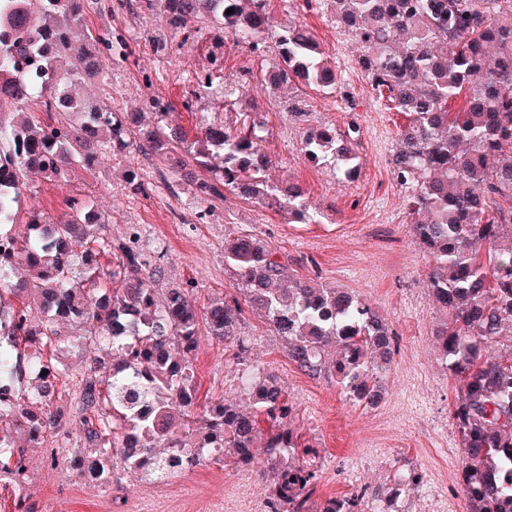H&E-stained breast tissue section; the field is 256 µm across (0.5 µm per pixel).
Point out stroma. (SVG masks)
<instances>
[{"label": "stroma", "mask_w": 512, "mask_h": 512, "mask_svg": "<svg viewBox=\"0 0 512 512\" xmlns=\"http://www.w3.org/2000/svg\"><path fill=\"white\" fill-rule=\"evenodd\" d=\"M276 22L307 26L330 55L343 94L310 92L308 122L288 113L284 94L274 93L260 75L277 61L269 48L257 56L235 46L229 33L212 22L200 25L194 39L172 37L161 11L130 14L119 0H98L89 26L124 38L129 60L104 58L99 80L89 93L106 92L112 107L144 111L149 97L172 103L173 121L194 134L199 114L232 122L244 112H260L265 121L264 150L274 164L269 181H298L320 208L317 224L288 222L280 213L228 192L197 203L190 188L154 157L138 151L104 157L90 169L73 166L64 185L29 176L20 211L61 215L69 197L90 198L110 217L113 243L125 241L129 228L140 234L139 248L161 257V287L193 286L198 306L214 296L237 295L239 278L224 261V241L242 232L264 239L286 262L293 276L352 293L370 302L398 337V351L382 379L383 395L371 407L349 400L335 377L312 379L287 357V342L276 336L264 316L249 310L236 332L249 347V365L275 377L295 407L293 430L299 443L317 451L321 479L312 497L322 506L331 497L366 490L377 512H468L461 492L463 448L450 415L461 397L439 355L435 332L441 314L427 288V257L410 231L406 192L390 165L403 115L386 110L362 67L363 48L341 26L330 6L297 4L275 10ZM166 43L156 52L157 43ZM213 73L216 84L235 87L226 105L197 98L190 75ZM359 127V173L339 179L334 162L305 158L306 128L331 126L338 133ZM148 184V195L126 187L128 171ZM200 400L248 399L240 388L244 366L226 345L201 337L194 355ZM55 453L34 448L28 458V494L36 512H266L269 493L258 470L229 462H209L185 476L153 482L122 471L102 486L76 473L69 460L81 450L79 420ZM421 473L419 486L395 491L401 476Z\"/></svg>", "instance_id": "1"}]
</instances>
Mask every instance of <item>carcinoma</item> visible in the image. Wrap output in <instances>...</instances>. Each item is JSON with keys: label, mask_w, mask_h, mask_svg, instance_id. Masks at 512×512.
<instances>
[{"label": "carcinoma", "mask_w": 512, "mask_h": 512, "mask_svg": "<svg viewBox=\"0 0 512 512\" xmlns=\"http://www.w3.org/2000/svg\"><path fill=\"white\" fill-rule=\"evenodd\" d=\"M137 2L161 6L170 33L185 40L204 11L252 53L273 41L277 88L341 91L320 43L302 26L275 24L271 0ZM331 3L366 48L362 65L378 98L408 117L391 164L408 193L412 234L429 256L428 286L445 313L438 350L464 389L451 409L464 448L462 494L470 512H512V347L492 352L512 337V247L500 248L512 239V0ZM92 5L0 0V481L12 487L16 512H32L27 451L66 439L70 413L59 400L68 391L67 354L86 340L99 355L80 373L78 413L82 459L94 464L95 480L109 485L115 471L128 469L162 481L224 459L259 467L270 485L266 512H309L320 475L297 461L285 389L251 375L243 384L251 409L225 400L201 405L194 352L203 330L219 343L235 338L247 306L288 341V359L301 372L327 371L350 400L372 405L395 339L371 304L292 277L274 248L238 235L225 242L224 260L242 282L243 300L216 298L200 308L191 288L159 293L161 258L144 254L134 234L112 248L105 217L72 197L59 217L30 213L26 236L11 230L29 173L59 184L75 164L125 153L139 124L136 112L74 94L98 78L103 51L130 54L126 43L87 27ZM31 101L40 112L26 110ZM150 109L157 121L141 126L139 150L195 197L227 190L316 222L298 183L263 178L273 160L262 149L259 113L224 125L202 115L191 139L165 121L169 103L154 99ZM358 133L354 124L339 137L324 126L304 137L303 152L312 161L335 159L350 180ZM198 169L212 177L196 178ZM61 323L81 334L62 336ZM365 499L363 489L319 512H365Z\"/></svg>", "instance_id": "carcinoma-1"}]
</instances>
